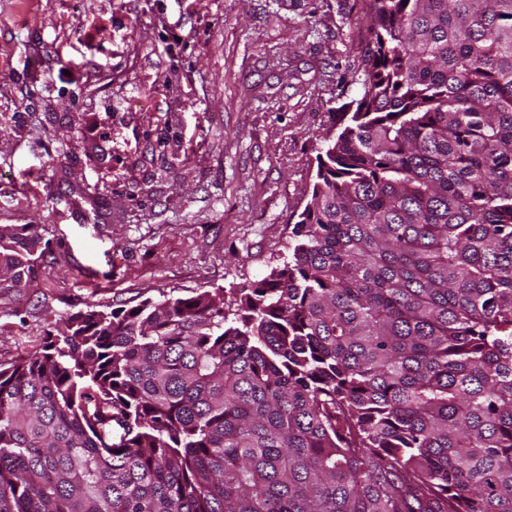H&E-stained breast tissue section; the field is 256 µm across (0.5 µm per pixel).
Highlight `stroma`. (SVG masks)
Returning a JSON list of instances; mask_svg holds the SVG:
<instances>
[{
	"label": "stroma",
	"instance_id": "35a3bbf8",
	"mask_svg": "<svg viewBox=\"0 0 512 512\" xmlns=\"http://www.w3.org/2000/svg\"><path fill=\"white\" fill-rule=\"evenodd\" d=\"M369 0H0V367L87 306L234 292L288 253ZM41 233L35 224L0 226V279L26 286L33 273Z\"/></svg>",
	"mask_w": 512,
	"mask_h": 512
}]
</instances>
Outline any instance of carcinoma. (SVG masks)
<instances>
[{"mask_svg":"<svg viewBox=\"0 0 512 512\" xmlns=\"http://www.w3.org/2000/svg\"><path fill=\"white\" fill-rule=\"evenodd\" d=\"M365 21L281 266L0 368V512H512V0ZM40 244L0 226V279Z\"/></svg>","mask_w":512,"mask_h":512,"instance_id":"1","label":"carcinoma"}]
</instances>
